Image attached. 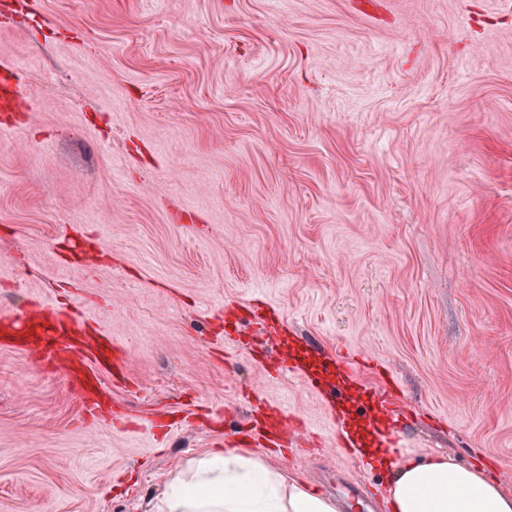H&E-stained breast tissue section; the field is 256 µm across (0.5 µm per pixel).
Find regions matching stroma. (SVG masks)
<instances>
[{
  "instance_id": "35a3bbf8",
  "label": "stroma",
  "mask_w": 512,
  "mask_h": 512,
  "mask_svg": "<svg viewBox=\"0 0 512 512\" xmlns=\"http://www.w3.org/2000/svg\"><path fill=\"white\" fill-rule=\"evenodd\" d=\"M4 65L0 314L103 331L134 420L0 345V512H152L220 446L389 512L334 359L512 491V0H0Z\"/></svg>"
}]
</instances>
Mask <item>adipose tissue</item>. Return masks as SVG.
<instances>
[{"label":"adipose tissue","mask_w":512,"mask_h":512,"mask_svg":"<svg viewBox=\"0 0 512 512\" xmlns=\"http://www.w3.org/2000/svg\"><path fill=\"white\" fill-rule=\"evenodd\" d=\"M392 479L390 512H512V492L481 465L448 454L379 459ZM155 512H336L329 499L270 465L263 453L223 448L168 481Z\"/></svg>","instance_id":"1"}]
</instances>
